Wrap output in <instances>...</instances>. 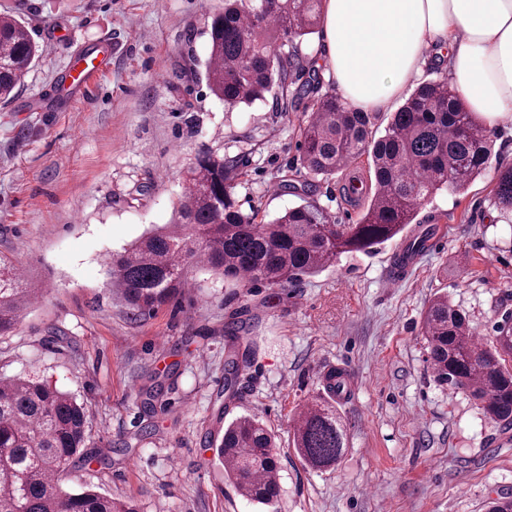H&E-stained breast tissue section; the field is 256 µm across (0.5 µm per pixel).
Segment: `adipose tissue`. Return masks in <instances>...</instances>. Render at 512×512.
<instances>
[{"label":"adipose tissue","mask_w":512,"mask_h":512,"mask_svg":"<svg viewBox=\"0 0 512 512\" xmlns=\"http://www.w3.org/2000/svg\"><path fill=\"white\" fill-rule=\"evenodd\" d=\"M319 61L336 92L386 112L433 66L488 125L512 114V0H323Z\"/></svg>","instance_id":"ef3b65f1"}]
</instances>
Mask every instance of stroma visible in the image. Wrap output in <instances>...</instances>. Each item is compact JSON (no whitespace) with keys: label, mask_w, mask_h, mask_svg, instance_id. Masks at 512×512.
I'll return each instance as SVG.
<instances>
[{"label":"stroma","mask_w":512,"mask_h":512,"mask_svg":"<svg viewBox=\"0 0 512 512\" xmlns=\"http://www.w3.org/2000/svg\"><path fill=\"white\" fill-rule=\"evenodd\" d=\"M223 9L224 0H0V13L43 50L14 99L0 103V253L39 290L0 336V378L35 375L83 403L86 446L65 487L137 512H485L512 497V428L488 423L475 401L437 382L421 329L438 294L486 341L512 317V224L493 219L512 116L494 129L483 175L419 207L417 223L440 225L445 242L416 256L396 287L385 279L404 236L340 255L286 288H228L199 269L192 288L137 320L107 287L110 257L170 222L201 151L242 160L234 197L245 211L271 218L310 200L353 224L369 203L349 198L341 177L303 192L299 129L313 98L274 90L228 110L210 92L207 24ZM104 38L112 65L84 98L61 112L26 110L71 52ZM233 318L247 326L251 356L227 398L224 324ZM332 368L350 374L334 401L347 449L335 469L318 471L298 458L293 426L325 396ZM153 384L162 394L148 409ZM248 414L276 436L271 506L238 495L206 444ZM118 442L125 453H114Z\"/></svg>","instance_id":"35a3bbf8"}]
</instances>
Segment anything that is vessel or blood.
Here are the masks:
<instances>
[{
  "label": "vessel or blood",
  "instance_id": "1",
  "mask_svg": "<svg viewBox=\"0 0 512 512\" xmlns=\"http://www.w3.org/2000/svg\"><path fill=\"white\" fill-rule=\"evenodd\" d=\"M110 51L107 46L89 47L80 57L74 59L61 72L55 89L49 90L43 98L44 109L58 111L75 97L85 96L96 77L107 66Z\"/></svg>",
  "mask_w": 512,
  "mask_h": 512
}]
</instances>
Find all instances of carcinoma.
<instances>
[{
  "mask_svg": "<svg viewBox=\"0 0 512 512\" xmlns=\"http://www.w3.org/2000/svg\"><path fill=\"white\" fill-rule=\"evenodd\" d=\"M321 0H224L211 17L205 79L229 108L251 104L273 87L300 99L320 83L318 73L302 79L304 65L284 47L315 33ZM40 56L27 27L0 15V102L16 94L22 76ZM377 114L344 105L336 93L317 98L301 130L300 165L314 180L332 179L365 155L371 159V201L355 224H337L323 209L305 202L265 220L256 209L244 213L234 198L238 169L208 151L185 173L187 191L173 221L112 255L109 287L139 317L158 309L193 285L203 268L237 288L252 284L285 287L333 265L343 253L368 254L413 223L419 206L437 192H463L487 168L490 130L451 87L439 79L418 86L376 136ZM494 198L512 216V167L497 172ZM423 230L396 258L425 249ZM19 267L0 255V336L16 329L32 303ZM245 326L229 321L224 391L240 381L247 355L236 351ZM422 332L437 380L470 394L485 418L512 426V328H498L489 343L475 340L468 320L445 294L423 313ZM87 415L77 401L45 380H0V512H135L129 503L91 489L67 490L64 480L85 447ZM236 492L259 504L274 502L280 466L268 428L249 415L209 440ZM297 456L309 468L336 467L346 450V433L336 407L326 400L298 414L293 432Z\"/></svg>",
  "mask_w": 512,
  "mask_h": 512,
  "instance_id": "obj_1",
  "label": "carcinoma"
}]
</instances>
